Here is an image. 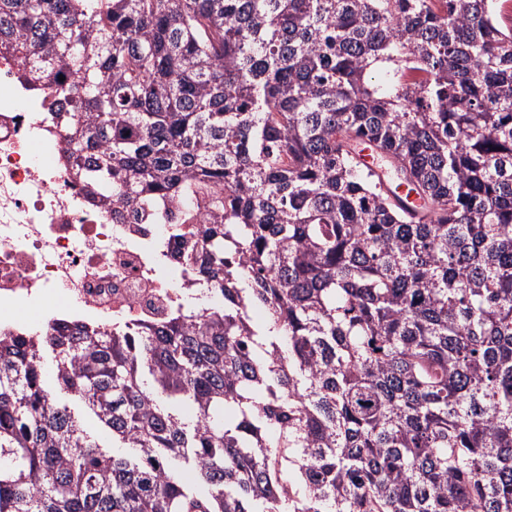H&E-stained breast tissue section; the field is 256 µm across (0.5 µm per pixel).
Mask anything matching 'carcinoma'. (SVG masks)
<instances>
[{"label":"carcinoma","mask_w":512,"mask_h":512,"mask_svg":"<svg viewBox=\"0 0 512 512\" xmlns=\"http://www.w3.org/2000/svg\"><path fill=\"white\" fill-rule=\"evenodd\" d=\"M0 45L102 203L211 215L207 304L0 335V512H512L492 0H0ZM362 135L428 221L341 151Z\"/></svg>","instance_id":"obj_1"}]
</instances>
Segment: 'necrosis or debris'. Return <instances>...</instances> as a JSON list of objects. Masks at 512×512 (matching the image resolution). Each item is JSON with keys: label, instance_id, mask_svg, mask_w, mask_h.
<instances>
[{"label": "necrosis or debris", "instance_id": "necrosis-or-debris-1", "mask_svg": "<svg viewBox=\"0 0 512 512\" xmlns=\"http://www.w3.org/2000/svg\"><path fill=\"white\" fill-rule=\"evenodd\" d=\"M23 67L0 50V333L28 331L51 306L56 326L164 320L186 278L178 205L146 224L74 183L66 134L44 110L52 84L26 86Z\"/></svg>", "mask_w": 512, "mask_h": 512}]
</instances>
